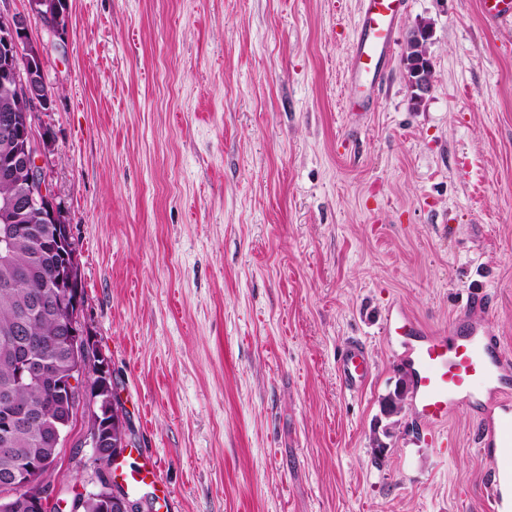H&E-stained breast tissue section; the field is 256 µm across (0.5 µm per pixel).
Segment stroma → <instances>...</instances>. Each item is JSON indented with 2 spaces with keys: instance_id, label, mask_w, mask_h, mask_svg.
<instances>
[{
  "instance_id": "stroma-1",
  "label": "stroma",
  "mask_w": 512,
  "mask_h": 512,
  "mask_svg": "<svg viewBox=\"0 0 512 512\" xmlns=\"http://www.w3.org/2000/svg\"><path fill=\"white\" fill-rule=\"evenodd\" d=\"M36 17L53 92L46 171L78 243L83 327L155 460L153 512H484L480 415L415 409L375 458L404 372L387 312L473 320L512 355V29L480 0H408L373 112L346 111L360 0H69ZM431 22L432 89L402 53ZM364 343L360 392L339 359ZM83 422L55 480L88 460ZM32 12L39 15L55 32H63L69 25L66 0H27ZM372 367L367 347L358 341L351 342L340 359L341 381L350 391H359L370 380Z\"/></svg>"
}]
</instances>
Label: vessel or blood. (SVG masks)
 <instances>
[{"instance_id":"1","label":"vessel or blood","mask_w":512,"mask_h":512,"mask_svg":"<svg viewBox=\"0 0 512 512\" xmlns=\"http://www.w3.org/2000/svg\"><path fill=\"white\" fill-rule=\"evenodd\" d=\"M405 5L406 0H362L347 67L353 90L348 100L350 111L370 109L372 102L365 90L384 78ZM482 12L487 24H512V0H482ZM485 305L484 295H473L466 311L440 336H422L418 323L405 313L387 320L383 333L404 339L414 404L425 425H443L463 406L484 405L481 444L493 475L485 509L512 512V388L507 385L512 359L493 333L470 319L469 309ZM372 367L367 347L351 342L340 359L341 381L349 390H361L371 378Z\"/></svg>"}]
</instances>
